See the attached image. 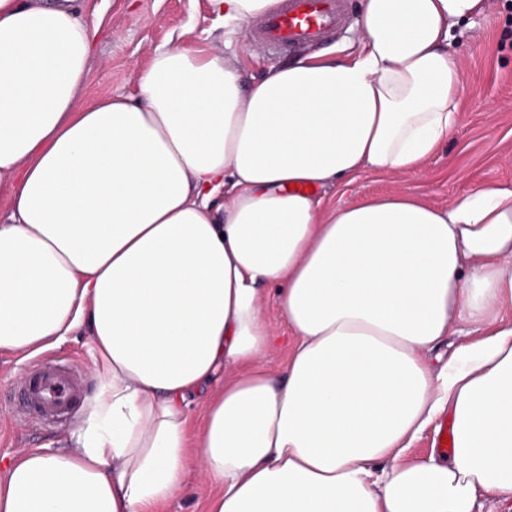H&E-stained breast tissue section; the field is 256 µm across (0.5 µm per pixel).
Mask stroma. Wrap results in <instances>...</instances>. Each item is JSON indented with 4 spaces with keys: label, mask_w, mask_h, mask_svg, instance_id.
Here are the masks:
<instances>
[{
    "label": "stroma",
    "mask_w": 512,
    "mask_h": 512,
    "mask_svg": "<svg viewBox=\"0 0 512 512\" xmlns=\"http://www.w3.org/2000/svg\"><path fill=\"white\" fill-rule=\"evenodd\" d=\"M82 17L98 25L88 94L133 93L135 73L153 51L179 42L216 43L239 52L247 26L227 27L209 0H76ZM450 49L464 68L462 120L442 150L414 176L362 173L337 187L334 203L366 195L410 193L447 207L484 184L512 186V0H490L487 15L458 26ZM30 361L0 352V459L62 445L71 422L29 425L16 417L20 378ZM197 463H190L182 490L163 512H205L214 492Z\"/></svg>",
    "instance_id": "stroma-1"
}]
</instances>
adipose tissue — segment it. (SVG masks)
<instances>
[{
	"instance_id": "1",
	"label": "adipose tissue",
	"mask_w": 512,
	"mask_h": 512,
	"mask_svg": "<svg viewBox=\"0 0 512 512\" xmlns=\"http://www.w3.org/2000/svg\"><path fill=\"white\" fill-rule=\"evenodd\" d=\"M278 5L211 0L228 25ZM486 10L362 0L350 54L247 83L240 57L173 46L137 95L89 99L73 0H0V351L83 332L102 378L68 447L0 470V512H159L194 455L206 512H512V186L324 195L439 153L452 30ZM443 415L447 454L407 460ZM273 317V329L277 335L282 336V345L277 350L271 352L264 361L266 365L274 371H280L286 361L288 353V346L283 344L288 337V326L281 317L277 315Z\"/></svg>"
}]
</instances>
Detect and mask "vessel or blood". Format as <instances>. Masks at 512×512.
I'll return each instance as SVG.
<instances>
[{"instance_id":"b4317fda","label":"vessel or blood","mask_w":512,"mask_h":512,"mask_svg":"<svg viewBox=\"0 0 512 512\" xmlns=\"http://www.w3.org/2000/svg\"><path fill=\"white\" fill-rule=\"evenodd\" d=\"M346 18L347 0H282L281 8L249 29L246 37L273 50L300 49L333 37ZM83 397L84 380L78 368L46 358L23 376L17 411L19 417L28 420L54 423L73 411Z\"/></svg>"}]
</instances>
